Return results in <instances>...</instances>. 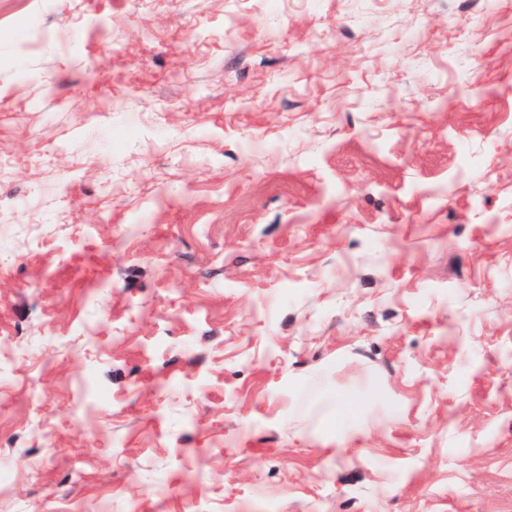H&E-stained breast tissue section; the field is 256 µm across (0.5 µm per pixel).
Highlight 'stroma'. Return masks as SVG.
I'll use <instances>...</instances> for the list:
<instances>
[{
    "instance_id": "obj_1",
    "label": "stroma",
    "mask_w": 512,
    "mask_h": 512,
    "mask_svg": "<svg viewBox=\"0 0 512 512\" xmlns=\"http://www.w3.org/2000/svg\"><path fill=\"white\" fill-rule=\"evenodd\" d=\"M1 462L0 512H512V0H0Z\"/></svg>"
}]
</instances>
